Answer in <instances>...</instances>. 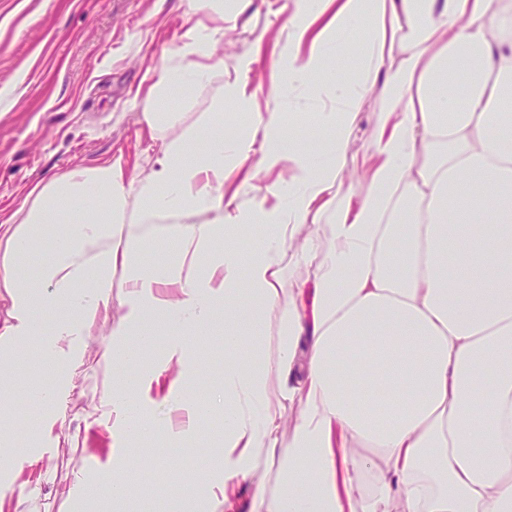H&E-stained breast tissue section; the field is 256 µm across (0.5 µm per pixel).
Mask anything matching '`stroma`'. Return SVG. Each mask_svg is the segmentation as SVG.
<instances>
[{"label": "stroma", "mask_w": 512, "mask_h": 512, "mask_svg": "<svg viewBox=\"0 0 512 512\" xmlns=\"http://www.w3.org/2000/svg\"><path fill=\"white\" fill-rule=\"evenodd\" d=\"M196 20L187 0H0V88L12 90L9 103L0 102V221L21 208L36 183L75 164L95 166L120 152L142 156L149 139L139 133L130 100L147 68L161 64V49ZM281 26V20L259 13L226 32L216 49L221 65L211 80L190 91L169 90L166 109L179 115L169 136L237 123L241 104L228 93L238 80L234 58L258 42L260 63L252 83L261 89L260 100L299 125L305 146L315 147L310 126L321 102L301 89L268 97L286 83L274 48ZM381 106L380 91H373L344 168L345 181L359 191L371 175ZM112 280L110 308L87 324L84 335L61 340L76 360L69 372L55 370L33 344L18 351L0 342V383L12 387L15 402L29 404V391L46 383L59 396L58 408L41 413L50 422L43 434L0 446V512H106V502L89 503L83 492L115 471L126 480V512H140L147 501L164 512H179L183 489L192 482L199 484L200 495L210 492L206 469L185 470L183 459L220 454L218 420L205 421L182 447H162L157 438L119 445L113 387L122 380L136 388L138 377L124 375L104 357L112 325L126 310L121 273ZM223 339L219 318L195 352L204 372L192 391L220 382Z\"/></svg>", "instance_id": "obj_1"}]
</instances>
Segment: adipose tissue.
<instances>
[{"label": "adipose tissue", "mask_w": 512, "mask_h": 512, "mask_svg": "<svg viewBox=\"0 0 512 512\" xmlns=\"http://www.w3.org/2000/svg\"><path fill=\"white\" fill-rule=\"evenodd\" d=\"M244 0H192L196 23L132 105L159 148L150 172L129 175L118 155L35 184L32 203L0 222V288L10 301L0 339L37 340L70 368L59 340L83 335L109 308L123 271L126 312L106 354L140 367V384L167 364L189 377L196 336L224 317V376L207 404L169 386L183 417L165 444L183 445L213 411L224 441L210 483L223 512H242L240 488L260 463L277 469L249 512H512V0H295L280 43L290 88L330 109L316 113L321 148L299 144L279 113L246 106L240 132L190 144L167 138L161 109L175 84L210 81L215 46ZM350 78L324 81L342 44ZM381 88L372 174L359 192L343 171L354 129ZM271 176L252 206L233 181L249 160ZM61 222L31 285L24 260ZM307 224L322 253H304L308 278L285 282L281 256ZM126 245L113 246L117 233ZM251 233L248 252L235 241ZM179 246L180 259L140 266L135 249ZM248 288L251 307L236 308ZM65 309L53 330L46 305ZM284 308L276 354L269 319ZM176 335L146 365L156 322ZM297 425L279 440L284 403ZM148 399L118 386L122 442L151 436Z\"/></svg>", "instance_id": "adipose-tissue-1"}]
</instances>
